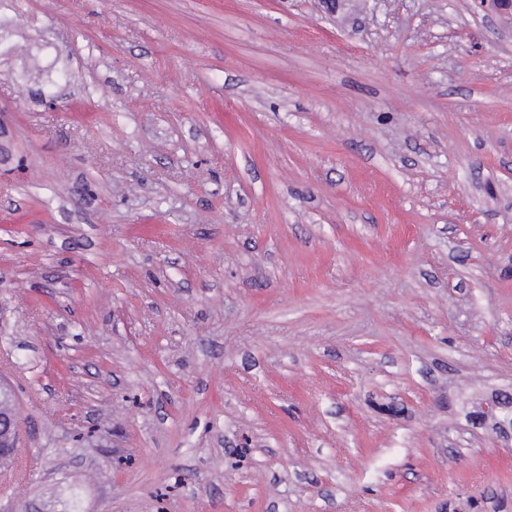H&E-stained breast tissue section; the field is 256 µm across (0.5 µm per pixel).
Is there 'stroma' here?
<instances>
[{"mask_svg": "<svg viewBox=\"0 0 512 512\" xmlns=\"http://www.w3.org/2000/svg\"><path fill=\"white\" fill-rule=\"evenodd\" d=\"M0 377L13 512H512V26L0 0ZM10 389L6 384L0 386V458L9 456L13 448L15 452L12 457L0 460V469L11 468L15 462L18 448L16 445L19 440L21 421L19 413L15 407L14 401L10 400L6 404L3 397L8 396ZM484 420H492L511 437L512 430V393L501 392L494 399L480 405Z\"/></svg>", "mask_w": 512, "mask_h": 512, "instance_id": "35a3bbf8", "label": "stroma"}]
</instances>
